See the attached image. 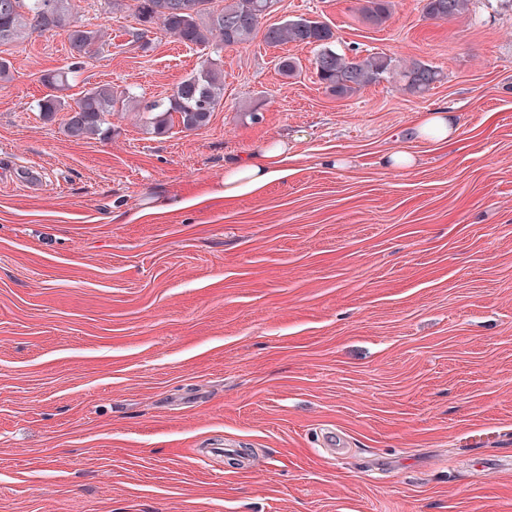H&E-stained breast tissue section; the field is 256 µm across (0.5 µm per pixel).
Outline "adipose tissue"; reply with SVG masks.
Masks as SVG:
<instances>
[{
    "label": "adipose tissue",
    "instance_id": "1",
    "mask_svg": "<svg viewBox=\"0 0 512 512\" xmlns=\"http://www.w3.org/2000/svg\"><path fill=\"white\" fill-rule=\"evenodd\" d=\"M291 159L287 143L274 141L253 153L248 160L227 166L222 187L216 195L229 205L239 198L260 194L270 183L288 177Z\"/></svg>",
    "mask_w": 512,
    "mask_h": 512
}]
</instances>
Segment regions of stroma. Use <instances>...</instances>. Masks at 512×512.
<instances>
[{
    "mask_svg": "<svg viewBox=\"0 0 512 512\" xmlns=\"http://www.w3.org/2000/svg\"><path fill=\"white\" fill-rule=\"evenodd\" d=\"M359 5L276 0L262 23L316 18L442 82L339 98L313 47L140 45L134 0H71L109 43L67 103L224 69L206 127L115 112L77 141L36 110L66 35L0 47V512H512V0L450 22L392 0L378 27ZM442 106L445 144L415 129ZM277 138L288 180L216 198Z\"/></svg>",
    "mask_w": 512,
    "mask_h": 512,
    "instance_id": "stroma-1",
    "label": "stroma"
}]
</instances>
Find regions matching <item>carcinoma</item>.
<instances>
[{"instance_id":"obj_1","label":"carcinoma","mask_w":512,"mask_h":512,"mask_svg":"<svg viewBox=\"0 0 512 512\" xmlns=\"http://www.w3.org/2000/svg\"><path fill=\"white\" fill-rule=\"evenodd\" d=\"M0 0V45L25 40L35 31H62L75 58L67 69L44 75V81L56 91L69 88L70 78L78 72L83 59L92 56L104 34L72 24L69 0ZM472 0H421L423 14L439 21H453L470 12ZM274 0H135L138 21L165 31L184 43L206 46L219 41L226 46L251 42L258 33L273 47L289 43L312 45L316 49L314 69L319 82L330 94L346 98L361 89L382 81H393L405 92L423 95L442 80L441 72L430 64L410 59H397L373 52L348 55L336 50L331 28L318 20L295 17L265 29L261 20ZM363 20L373 26L384 24L391 14V0H363L359 8ZM224 100V76L219 64L210 62L184 79L173 93L162 101L142 103L132 89L109 83L87 89L75 105L67 104L55 94L41 99L38 111L50 121L57 113L67 112L65 129L76 140L94 139L108 131L106 117L116 110L140 112L153 133H167L172 115L187 131L198 130L210 119Z\"/></svg>"}]
</instances>
